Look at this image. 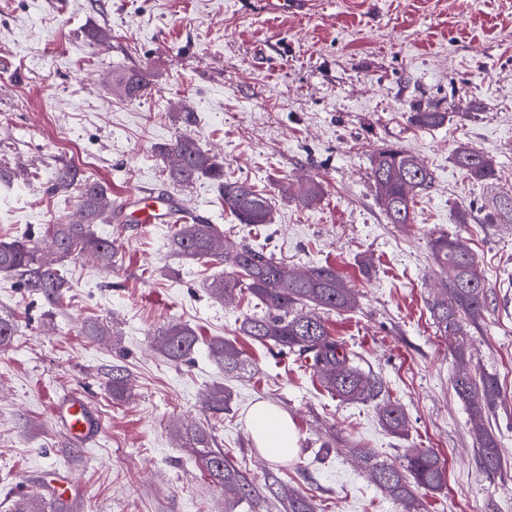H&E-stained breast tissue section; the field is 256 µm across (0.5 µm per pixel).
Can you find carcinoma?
Returning <instances> with one entry per match:
<instances>
[{
	"label": "carcinoma",
	"instance_id": "cac0c4a2",
	"mask_svg": "<svg viewBox=\"0 0 512 512\" xmlns=\"http://www.w3.org/2000/svg\"><path fill=\"white\" fill-rule=\"evenodd\" d=\"M119 90L134 101L145 94L148 82L143 73L131 72L117 78ZM448 113L436 110L414 112L411 120L421 127L440 126ZM163 155H174L178 164L168 178L188 185L202 177L218 183L224 195V207L241 224L272 223L271 199L241 180L224 179V162L204 150L193 138L181 136L162 145ZM454 163L471 179L493 183L497 179L495 161L468 146H459ZM371 178L374 199L390 224L412 223L416 197L433 185V175L413 154L396 146L381 148L372 162ZM79 187L78 212L81 220L50 224L46 242L62 258L89 255L105 266L112 265V241L100 238L92 225L112 216V195L99 181L65 166L58 170L54 190L67 193ZM484 224H512V194L493 193L482 205ZM173 253L197 260H219L230 268L224 279L214 281L210 293L217 299L233 303L243 293L257 301L260 311L244 316L239 330L251 340L291 354L310 363L321 386L345 403L376 401L379 419L391 434L400 437L406 431L403 407L384 398L385 385L378 376L360 367V356L332 336L324 315L346 312L357 303L356 293L330 265L311 266L296 273L273 254L245 242L224 238L215 225L205 220L180 221L174 225L170 239ZM436 261L451 272L443 283L441 298L431 310L439 330L458 337L455 353L461 360L468 352L467 328L478 327L487 311L488 284L466 239L440 235L432 240ZM0 272L19 277L22 284L53 302L64 299L70 283L67 273L54 261L44 257L43 248L30 238L0 241ZM199 343L195 330L182 323H172L161 331L162 352L173 362L186 360ZM211 357L224 364V373L244 369L242 350L233 340L214 338L208 344ZM112 395L123 396L132 385L130 375L120 366L112 368ZM456 394L467 405L473 418L472 434L481 469L489 475L503 470V457L485 419L501 401L496 377L462 372L455 376ZM228 395L217 389L205 397L208 409L224 410ZM189 441L209 477L224 489V512H235L240 500L252 495L245 476L229 461L224 451L210 445L202 430L190 433ZM360 460L383 493L398 502L402 512H425L418 491L436 493L447 484V471L438 455L429 448H409L400 465L379 461L367 450L359 451ZM284 512H318L313 499L279 487ZM16 512H45L40 493L31 491L19 499Z\"/></svg>",
	"mask_w": 512,
	"mask_h": 512
}]
</instances>
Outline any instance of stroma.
<instances>
[{"mask_svg": "<svg viewBox=\"0 0 512 512\" xmlns=\"http://www.w3.org/2000/svg\"><path fill=\"white\" fill-rule=\"evenodd\" d=\"M141 69L149 90L127 101L113 81ZM435 108L448 115L443 125L412 123L413 112ZM182 135L223 158L225 179L267 194L273 224L238 223L211 179L170 182L158 148ZM463 143L493 157L494 185L454 164ZM388 144L434 174L408 224L388 223L373 197L372 160ZM64 165L94 175L116 200L141 188L178 196L289 268L334 266L358 303L330 314L329 331L382 377L408 426L389 434L375 403L333 399L293 356L242 336L253 301L225 305L209 292L224 265L173 254L172 225L123 214L93 227L114 244L111 268L62 259L63 302L0 274V317L15 323L0 346V512H15L32 490L53 507L48 490L58 484L70 512H224L190 427L253 485L236 512H282L277 479L320 512H401L351 459L350 442L395 463L406 449H433L448 479L427 496L428 512H512V224L458 221L460 209L512 190V0H313L288 16L267 14L259 0H0V240L39 242L46 225L74 218L77 191L53 189ZM312 181L323 193L305 208L297 192ZM442 234L468 240L489 285L468 346L472 368L495 375L502 391L489 418L506 462L495 476L477 463L451 341L430 313L444 276L430 240ZM171 322L202 340L178 364L158 343ZM94 324L106 335H88ZM215 337L237 342L245 371L225 375L206 347ZM116 364L133 382L121 399L107 385ZM216 386L230 396L221 414L201 403ZM71 390L101 417L93 444L72 445L51 415L53 399ZM259 402L287 413L293 459L257 452L247 420ZM323 443L331 450L321 459Z\"/></svg>", "mask_w": 512, "mask_h": 512, "instance_id": "stroma-1", "label": "stroma"}]
</instances>
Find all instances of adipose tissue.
<instances>
[{
	"mask_svg": "<svg viewBox=\"0 0 512 512\" xmlns=\"http://www.w3.org/2000/svg\"><path fill=\"white\" fill-rule=\"evenodd\" d=\"M250 436L260 454L269 460L285 461L298 451L296 431L287 414L264 404H256L248 420Z\"/></svg>",
	"mask_w": 512,
	"mask_h": 512,
	"instance_id": "obj_1",
	"label": "adipose tissue"
}]
</instances>
